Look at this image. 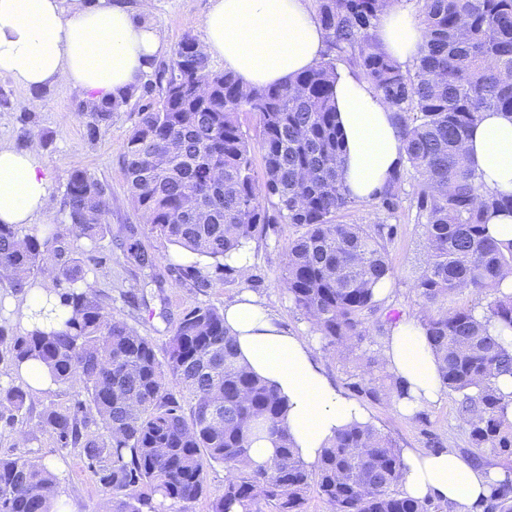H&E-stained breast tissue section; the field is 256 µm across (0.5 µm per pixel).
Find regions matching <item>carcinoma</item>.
Instances as JSON below:
<instances>
[{"mask_svg": "<svg viewBox=\"0 0 512 512\" xmlns=\"http://www.w3.org/2000/svg\"><path fill=\"white\" fill-rule=\"evenodd\" d=\"M402 0H319L328 47L359 68L393 108L404 164L378 193L395 214L405 178L414 180L409 209L430 245L413 288L418 317L440 361L443 389L455 395L474 452L512 467V398L498 386L512 377V246L489 234L492 215L512 217V195L484 190L462 159V142L485 112L512 118V0H416L425 41L412 66L380 47V8ZM335 65L321 60L293 80L244 91L230 72L216 70L190 35L159 67L155 85L119 101L83 102L87 135L95 138L133 98L147 97L124 145L133 206L150 230L216 266L270 223L268 208L299 228L279 276L295 309L327 344L344 353L369 335L378 309L374 289L391 278L388 224H342L353 200L343 184L342 139L336 125ZM260 124L261 175L253 169L250 137L239 114ZM111 192L76 166L62 197L59 224L43 234L0 224V272L24 294L46 263L66 317L50 330L14 331L0 323V347L18 371L45 365L58 388L80 386L74 408H46L42 427L63 448H76L97 478L107 512H190L206 491V470L224 466V488L211 512H306L315 493L329 512H447L430 500L404 497L402 452L371 425L339 432L313 466L295 456L283 425L284 399L236 360L224 331V311L196 306L179 318L163 356L147 336L113 316L82 287L86 269L70 237L95 245L105 237ZM127 258L154 271L155 256L134 237ZM491 298L486 319L452 305L464 291ZM33 401L28 383L0 385V419L24 424ZM268 438L275 455L249 465L252 443ZM56 476L41 459L0 458V512H50ZM484 512H512V477L493 483Z\"/></svg>", "mask_w": 512, "mask_h": 512, "instance_id": "obj_1", "label": "carcinoma"}]
</instances>
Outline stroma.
I'll list each match as a JSON object with an SVG mask.
<instances>
[{
	"label": "stroma",
	"instance_id": "1",
	"mask_svg": "<svg viewBox=\"0 0 512 512\" xmlns=\"http://www.w3.org/2000/svg\"><path fill=\"white\" fill-rule=\"evenodd\" d=\"M209 6V0H154L151 21L158 27L166 47L171 49L187 35L203 40ZM25 95V90L12 80L0 77V142L19 149L38 145L50 181L53 205L41 223L34 225V232H42L44 225L61 220L60 202L74 166H85L111 190L109 233L94 247L86 239L76 237L71 244L79 256L86 258L88 275L97 283L95 292L111 307L114 316L141 335L151 337L161 348L184 311L198 305L221 308L240 293L250 291L274 310L290 330L301 336H312L310 323L293 307L287 290L278 280L285 250L297 234L296 226L275 219L252 241L248 279L225 274L214 262L195 261L192 255L178 251L164 238L151 233L131 203L123 144L138 119V101H130L114 115L111 126L92 140L86 134L88 116L79 108L85 100L81 91L67 85L48 88L40 106L33 109L32 120L26 123L22 122V112L16 106L17 100ZM392 223L397 227L388 245L393 274L386 298L379 301L378 311L369 319L372 338L353 353L338 358L333 356L325 340H318L322 365L346 394L370 412L374 426L395 440L399 448L423 450L437 440L463 454L470 444L451 392H444L437 404L404 415L393 403L372 400L359 387L363 376L376 380L388 377L380 361L389 333L384 324L387 313L396 311L411 318L419 315L412 284L425 258L422 228L404 204L398 208ZM130 236L155 254L157 278L148 277L127 261L125 242ZM192 264L198 265L202 282L186 275V266ZM368 356L375 358L376 364L367 372L362 360ZM77 397L74 388L35 393L24 433H17L0 421V457L36 456L53 464L58 473L57 495L65 512H101V490L78 450L58 447L40 425L39 415L44 407H69Z\"/></svg>",
	"mask_w": 512,
	"mask_h": 512
}]
</instances>
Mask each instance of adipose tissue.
<instances>
[{
  "mask_svg": "<svg viewBox=\"0 0 512 512\" xmlns=\"http://www.w3.org/2000/svg\"><path fill=\"white\" fill-rule=\"evenodd\" d=\"M152 0H0V76L23 87L19 108L39 105L37 91L67 84L91 102L119 100L152 72L165 50L149 16ZM203 52L223 59L241 86L280 84L321 58L325 32L306 0H211ZM381 48L398 63L413 62L425 39L408 11L385 7L377 25ZM334 95L344 137L343 183L376 220L374 195L403 162V141L390 106L353 66L336 69ZM470 166L493 194H512V119L487 112L463 145ZM49 180L37 147L0 143V223L28 227L50 203ZM224 328L238 359L285 400V424L306 464H314L338 431L370 416L325 373L314 341L285 327L252 292L224 307ZM387 371L407 390L398 405L413 411L443 394L437 359L420 322L392 324L382 350ZM404 496L447 504L449 512H479L495 473L455 450L403 454Z\"/></svg>",
  "mask_w": 512,
  "mask_h": 512,
  "instance_id": "obj_1",
  "label": "adipose tissue"
}]
</instances>
